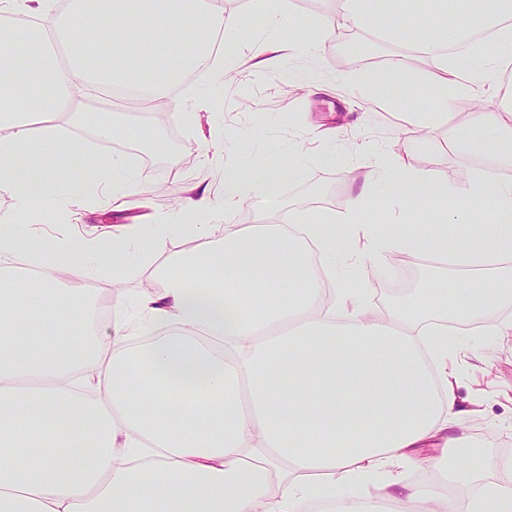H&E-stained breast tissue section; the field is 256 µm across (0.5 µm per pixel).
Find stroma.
I'll use <instances>...</instances> for the list:
<instances>
[{"label":"stroma","mask_w":512,"mask_h":512,"mask_svg":"<svg viewBox=\"0 0 512 512\" xmlns=\"http://www.w3.org/2000/svg\"><path fill=\"white\" fill-rule=\"evenodd\" d=\"M216 7L236 12L246 23L228 36V43L243 65L224 82L211 84L202 72L189 74L181 91L175 92L172 112L159 118L150 107L131 110L113 106L109 121L121 126V133L99 138L87 125L69 127L66 135L79 145L90 146V157L78 165H63L61 159H46L49 168L64 167L66 187L88 183L94 171L93 155L106 152L124 157L140 182H169L165 195H152L148 206L116 211L106 206L87 210L75 232L100 234L122 224H150L176 208L192 186L202 179L220 184L222 166L239 161L238 146H249L252 166L266 168L277 154H294L293 170L279 173L284 189L269 196L246 195L234 211L235 223L266 224L288 218L306 203L307 192L315 186L324 191L322 209L342 213L358 191L371 168L370 149L407 156L414 169L431 174L452 187L449 203L461 201L473 174L512 182V141L488 140L476 153L446 142V130L412 119L415 97L428 88L438 69L436 59L421 55L418 39L388 38L383 30L384 14H377L372 26L349 24L337 29L333 39L324 41L315 56H290L282 73L254 68L250 59L267 12L283 6L315 33L322 20L336 11V0H215ZM401 66L416 72L411 84L412 99L401 97L399 85L383 89L378 98H364L353 87L354 78L371 71ZM208 90L215 110L208 117H193L194 99ZM342 126L335 140L319 138L323 124ZM150 129L166 149L160 163H146L149 143L133 137V130ZM413 270L399 281L400 267H388L370 260L352 271L351 286L364 306L379 312L422 288L438 289L445 274L441 265L421 263L412 257ZM512 304L502 305L493 315L453 326L448 338L455 353L448 357V372L462 409L476 411V418L456 422L454 435L466 436L470 455L477 461L471 470L481 482L494 480V463L512 457Z\"/></svg>","instance_id":"1"}]
</instances>
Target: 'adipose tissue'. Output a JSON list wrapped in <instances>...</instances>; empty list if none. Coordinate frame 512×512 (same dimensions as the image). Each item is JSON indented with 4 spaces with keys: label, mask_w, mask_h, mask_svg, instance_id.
I'll return each mask as SVG.
<instances>
[{
    "label": "adipose tissue",
    "mask_w": 512,
    "mask_h": 512,
    "mask_svg": "<svg viewBox=\"0 0 512 512\" xmlns=\"http://www.w3.org/2000/svg\"><path fill=\"white\" fill-rule=\"evenodd\" d=\"M464 29L494 26L495 45H472L467 68L434 83L449 145L472 130L512 140L511 112H479L459 125L454 97L475 93L512 58V7L456 0ZM31 25L0 30V512H367L350 483L370 481L403 512H512V458L480 493L448 499L441 485L404 483L400 467L447 469L464 448L449 424L460 416L448 376V324L492 314L512 300V182L474 175L460 206L448 189L402 157L376 154L370 180L385 181L428 233L368 222L369 188L342 217L302 211L300 234L283 224L237 225L248 193L270 192L271 173L241 164L222 188L196 185L178 209L111 245L94 238H34L26 224L46 211L70 218L85 200L58 190L61 171L34 166L44 154L78 160L60 122H74L87 90L129 94L130 106L167 98L184 71L232 69L216 38L232 24L212 0H0V17ZM259 66L277 69L303 34L286 11L270 13ZM38 48L18 75L12 50ZM492 208V219L482 218ZM178 229L192 245L154 265L155 290L127 304L109 299L112 324L80 289L86 260L110 264L146 240L165 249ZM27 254L33 276L13 263ZM433 254L450 261L448 298L416 294L385 313L367 312L339 285L337 262ZM237 312L224 314L225 303ZM440 447V455L425 449Z\"/></svg>",
    "instance_id": "adipose-tissue-1"
}]
</instances>
